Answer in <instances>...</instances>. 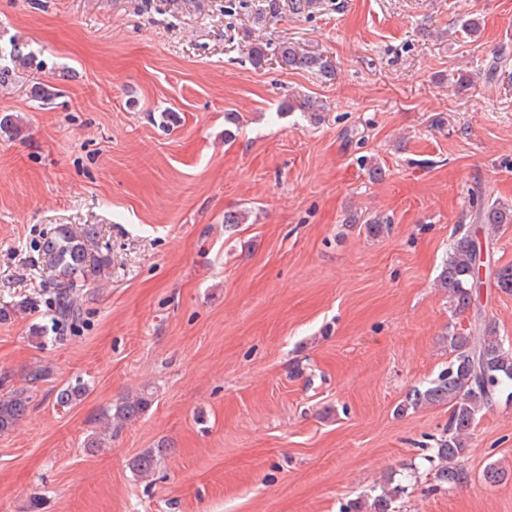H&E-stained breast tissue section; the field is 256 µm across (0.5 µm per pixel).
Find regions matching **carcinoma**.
<instances>
[{"label":"carcinoma","mask_w":512,"mask_h":512,"mask_svg":"<svg viewBox=\"0 0 512 512\" xmlns=\"http://www.w3.org/2000/svg\"><path fill=\"white\" fill-rule=\"evenodd\" d=\"M278 54L286 66L310 70L326 78L334 75L333 62L320 54L299 53L286 42L281 43ZM472 200L477 203V220L481 223L512 224V206L497 200L485 201L480 195ZM97 235L96 224H60L39 244L41 262L57 288V321L78 319L82 307L75 298V290L109 275L112 266L109 253L94 254L89 249ZM479 259L477 241L466 231L458 233L442 267L439 283L448 290V297L461 311L470 307L479 282ZM448 351L452 355L448 367L431 386L414 391L402 408L441 404L449 407L448 426L437 439L434 455L440 464L439 480L452 488L468 482L464 461L477 415L490 408L512 383V345H505L496 325L489 321L474 329L448 331ZM85 394L84 386H70L58 393L57 403L63 407L75 405ZM152 402V394L143 390L107 407L101 414L103 429L89 434L84 447L90 451L102 447L112 422H135L150 409ZM30 403L31 396L24 389L1 394L0 433L12 430L26 416ZM166 448L167 445L161 444L136 456L131 461L132 471L139 476L150 474ZM397 492L399 488L395 486L390 491H382L370 502L357 499L349 503L346 512H389L391 499Z\"/></svg>","instance_id":"1"}]
</instances>
